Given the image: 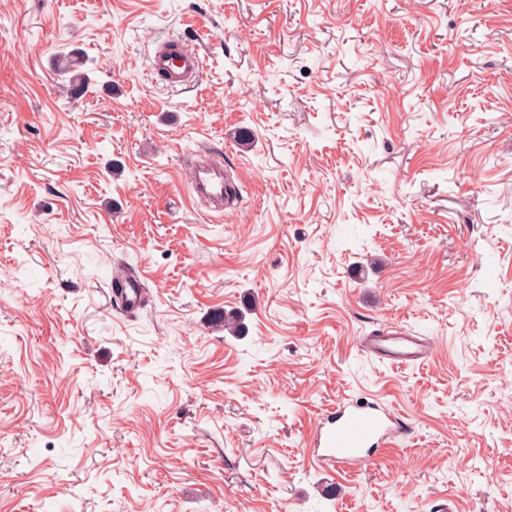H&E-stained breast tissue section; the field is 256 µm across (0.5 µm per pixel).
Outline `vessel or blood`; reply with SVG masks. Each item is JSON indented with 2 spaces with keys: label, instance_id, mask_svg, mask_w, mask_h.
I'll list each match as a JSON object with an SVG mask.
<instances>
[{
  "label": "vessel or blood",
  "instance_id": "obj_1",
  "mask_svg": "<svg viewBox=\"0 0 512 512\" xmlns=\"http://www.w3.org/2000/svg\"><path fill=\"white\" fill-rule=\"evenodd\" d=\"M203 67V57L177 40L157 47L150 58L151 71L161 76L172 89L190 85ZM192 190L198 196L221 205L234 201L237 187L225 175L222 166L211 165L196 168ZM119 280L121 308L127 312L140 308L144 297L141 281L126 273L120 274ZM362 347L370 354L389 358L398 364L425 359L429 353L426 341L402 331L365 337ZM406 430V423L381 402L350 400L338 404L322 419L311 442V455L324 465L362 462Z\"/></svg>",
  "mask_w": 512,
  "mask_h": 512
}]
</instances>
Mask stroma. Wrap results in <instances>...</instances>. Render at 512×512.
Listing matches in <instances>:
<instances>
[{
  "mask_svg": "<svg viewBox=\"0 0 512 512\" xmlns=\"http://www.w3.org/2000/svg\"><path fill=\"white\" fill-rule=\"evenodd\" d=\"M170 38L206 59L176 93ZM207 148L220 217L189 196ZM394 328L429 358L361 348ZM346 398L411 432L327 471ZM451 501L512 512V0H0V512ZM78 54L79 53L74 50L65 53L62 49V51L58 53L59 58L57 60V69L59 72V76L62 78L63 81V88L65 89L66 93L74 99L81 98L84 95V93H89L90 89L94 85L91 77L88 75L87 72H79L77 74L68 76L71 73V69L69 65L62 64L63 60L72 57V55ZM59 61H62L61 64H58ZM192 190L199 197H204L220 207L219 215L224 214V202L236 199V185L224 174V167L211 165L196 167L193 174ZM113 279H119L122 285L117 295L121 308L125 312H134L140 308L144 297V286L141 281L126 273H117Z\"/></svg>",
  "mask_w": 512,
  "mask_h": 512,
  "instance_id": "obj_1",
  "label": "stroma"
}]
</instances>
